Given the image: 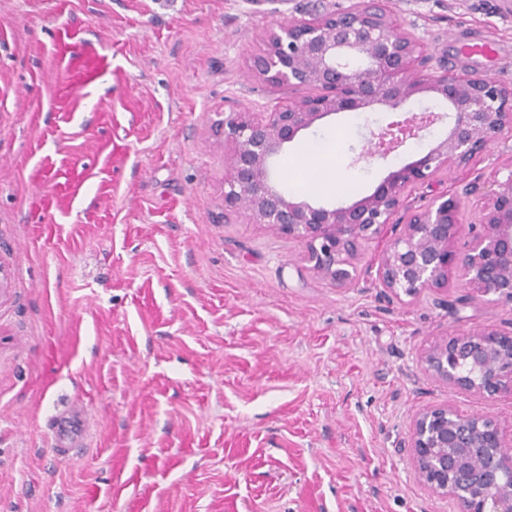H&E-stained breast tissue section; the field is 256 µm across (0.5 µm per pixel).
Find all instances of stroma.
<instances>
[{
  "label": "stroma",
  "mask_w": 512,
  "mask_h": 512,
  "mask_svg": "<svg viewBox=\"0 0 512 512\" xmlns=\"http://www.w3.org/2000/svg\"><path fill=\"white\" fill-rule=\"evenodd\" d=\"M350 0H0V512H455L414 475L412 416L448 404L512 424V396L426 376L443 334L512 330V304L457 283L397 302L366 270L314 273L303 244L224 212L225 111L304 89L250 76L280 17ZM452 72L512 86V0H386ZM494 56H460L464 44ZM390 112H346L278 163L319 200L367 193L426 152L438 124L387 159H359ZM339 146L323 155L308 147ZM512 140L431 191L487 186ZM84 409L89 448L58 454L49 420Z\"/></svg>",
  "instance_id": "1"
}]
</instances>
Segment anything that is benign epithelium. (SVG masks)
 Listing matches in <instances>:
<instances>
[{
    "label": "benign epithelium",
    "instance_id": "1",
    "mask_svg": "<svg viewBox=\"0 0 512 512\" xmlns=\"http://www.w3.org/2000/svg\"><path fill=\"white\" fill-rule=\"evenodd\" d=\"M421 41L387 11L383 0L310 19H284L266 29L247 59L253 77L274 87L314 90L270 112L224 113L229 163L224 209L305 245L320 276L340 285L356 277L361 245L387 236L374 262L376 285L397 300L448 287L455 280L512 303V164L495 171L490 189L441 193L415 206L413 191L444 171L464 168L512 137V87L468 73L438 72ZM430 96L447 112L414 113L371 133L361 156L385 159L443 120L446 131L417 158L391 169L372 190L340 204L288 194L278 159L326 118L377 108L395 112ZM483 201L468 224L469 248L455 243L468 198ZM425 374L459 389L512 396V331L493 326L442 337L419 358ZM512 425L451 406L432 405L412 417L408 448L415 477L457 512H512Z\"/></svg>",
    "mask_w": 512,
    "mask_h": 512
}]
</instances>
